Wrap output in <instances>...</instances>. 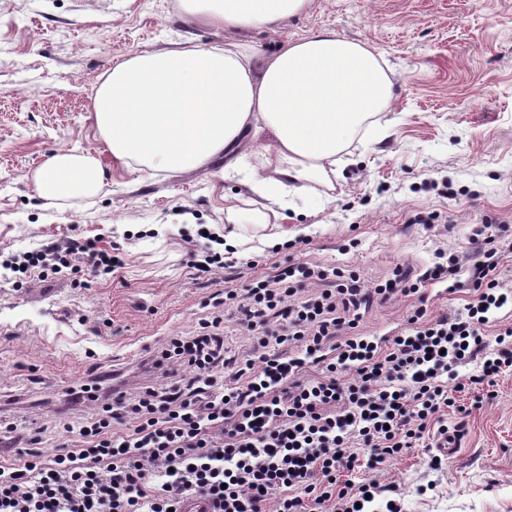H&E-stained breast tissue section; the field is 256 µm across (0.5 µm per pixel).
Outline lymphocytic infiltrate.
Listing matches in <instances>:
<instances>
[{
    "label": "lymphocytic infiltrate",
    "mask_w": 512,
    "mask_h": 512,
    "mask_svg": "<svg viewBox=\"0 0 512 512\" xmlns=\"http://www.w3.org/2000/svg\"><path fill=\"white\" fill-rule=\"evenodd\" d=\"M461 283L459 256L434 262L420 277L396 268L367 288L336 266L291 263L228 288L190 333L166 340L147 361L149 383L105 392L95 382L69 389L74 404L98 412L76 417L53 456L39 436L10 465L0 464V512H366L383 488L371 478L338 483L365 464L379 471L423 438L430 421L454 407L450 380L478 363L474 385H494L512 368V326L487 334L493 315L512 304V281L499 269L512 242L495 244ZM120 253L66 238L0 258L22 276L71 275L91 265L121 267ZM473 295L454 313L416 308L406 328L381 338L357 328L374 302L425 285ZM249 336L254 358L224 350V320ZM186 364L190 375L174 372Z\"/></svg>",
    "instance_id": "f902f5d3"
}]
</instances>
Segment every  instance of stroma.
Returning a JSON list of instances; mask_svg holds the SVG:
<instances>
[{
	"instance_id": "stroma-1",
	"label": "stroma",
	"mask_w": 512,
	"mask_h": 512,
	"mask_svg": "<svg viewBox=\"0 0 512 512\" xmlns=\"http://www.w3.org/2000/svg\"><path fill=\"white\" fill-rule=\"evenodd\" d=\"M326 28L377 49L394 70L388 111L358 131L331 185L310 183L265 220L246 173L221 177L220 158L179 174L109 166L92 198L37 197L31 176L49 154L98 147L91 88L122 56L173 42L268 52ZM230 206L241 243L222 272L197 275L179 227L223 224ZM430 212L444 223H414ZM485 223L512 240V0H308L274 33L190 22L179 0H0V252L79 235L125 259L107 277L87 267L21 290L0 279V422L17 426L0 460L37 428L43 454H55L73 413L67 389L94 378L137 386L142 360L193 330L219 290L291 261L345 267L368 286L398 266L421 274L439 249L470 266ZM142 229L148 237L128 240ZM283 232L287 246L263 245ZM465 299L431 288L378 302L360 330L386 336L418 304L438 315ZM456 399L444 418L461 426L457 454L431 468L432 424L423 446L378 478L398 486L403 512H512V374L493 398L472 388Z\"/></svg>"
}]
</instances>
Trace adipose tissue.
Listing matches in <instances>:
<instances>
[{"label": "adipose tissue", "instance_id": "obj_1", "mask_svg": "<svg viewBox=\"0 0 512 512\" xmlns=\"http://www.w3.org/2000/svg\"><path fill=\"white\" fill-rule=\"evenodd\" d=\"M307 0H180L192 20L215 29L278 28ZM393 72L382 53L322 29L268 54L236 46L173 44L114 62L97 85L100 145L59 149L33 175L46 200L94 196L103 157L113 167L185 172L225 157L236 170L244 137L259 142L249 188L267 200L328 180L358 129L386 111Z\"/></svg>", "mask_w": 512, "mask_h": 512}]
</instances>
